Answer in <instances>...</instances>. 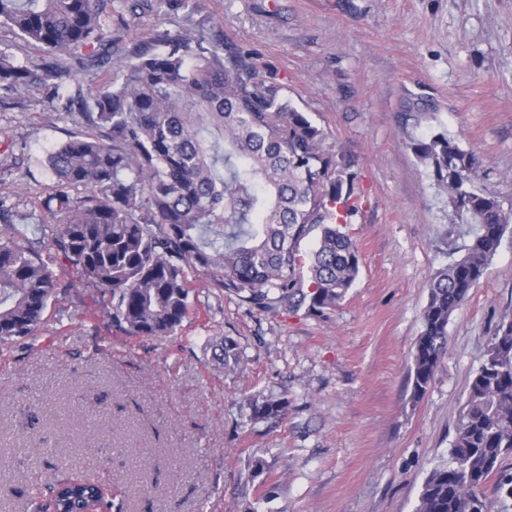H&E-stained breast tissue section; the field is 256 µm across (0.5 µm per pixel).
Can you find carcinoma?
<instances>
[{
    "label": "carcinoma",
    "instance_id": "cac0c4a2",
    "mask_svg": "<svg viewBox=\"0 0 512 512\" xmlns=\"http://www.w3.org/2000/svg\"><path fill=\"white\" fill-rule=\"evenodd\" d=\"M112 0H0V26L42 53L20 64L0 52V91L41 88L66 112L79 102L91 130L46 157L48 249L110 297L130 336H169L188 318L189 276L207 274L250 310H333L353 287L359 251L345 232L358 206L355 159L261 73L254 54L195 29H157L112 54ZM101 86L87 95L77 76ZM411 149L473 234L465 255L427 283L413 353L414 395L431 385L451 315L484 277L512 212L476 186L480 158L439 132ZM82 189L78 196L75 190ZM0 199V352L44 322L60 274L18 236ZM320 231L308 256L301 242ZM213 359L238 369L226 337ZM288 398L250 403L249 419L279 420ZM512 456V320L499 326L468 386L450 462L430 470L416 512H491L483 489ZM52 512H122L99 486L72 479Z\"/></svg>",
    "mask_w": 512,
    "mask_h": 512
}]
</instances>
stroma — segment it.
<instances>
[{
	"mask_svg": "<svg viewBox=\"0 0 512 512\" xmlns=\"http://www.w3.org/2000/svg\"><path fill=\"white\" fill-rule=\"evenodd\" d=\"M159 27L255 53L355 157L359 276L321 316L252 312L196 276L182 329L155 338L127 335L108 297L66 270L47 322L0 354V512H33V487L74 472L121 492L127 512H415L512 320V226L415 396L426 284L470 237L409 143L447 133L481 158L477 186L512 206V0H199L190 16L176 0L137 16L114 0L118 48ZM87 129L41 89L0 103V197L26 240L51 235L48 152ZM227 336L244 360L234 373L212 358ZM270 394L287 415L249 421L250 401Z\"/></svg>",
	"mask_w": 512,
	"mask_h": 512,
	"instance_id": "obj_1",
	"label": "stroma"
}]
</instances>
